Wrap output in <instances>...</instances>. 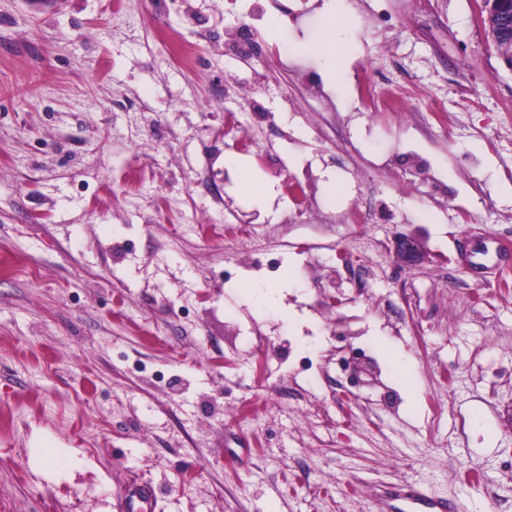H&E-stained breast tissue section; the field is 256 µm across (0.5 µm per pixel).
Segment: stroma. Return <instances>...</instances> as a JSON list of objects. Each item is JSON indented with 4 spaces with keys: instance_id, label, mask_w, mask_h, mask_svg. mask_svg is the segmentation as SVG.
<instances>
[{
    "instance_id": "1",
    "label": "stroma",
    "mask_w": 512,
    "mask_h": 512,
    "mask_svg": "<svg viewBox=\"0 0 512 512\" xmlns=\"http://www.w3.org/2000/svg\"><path fill=\"white\" fill-rule=\"evenodd\" d=\"M479 2L0 0V512H124L135 480L153 512L410 481L512 512V71ZM394 251L397 259L408 266L421 265L426 259L422 243L413 235L397 234L394 236Z\"/></svg>"
}]
</instances>
